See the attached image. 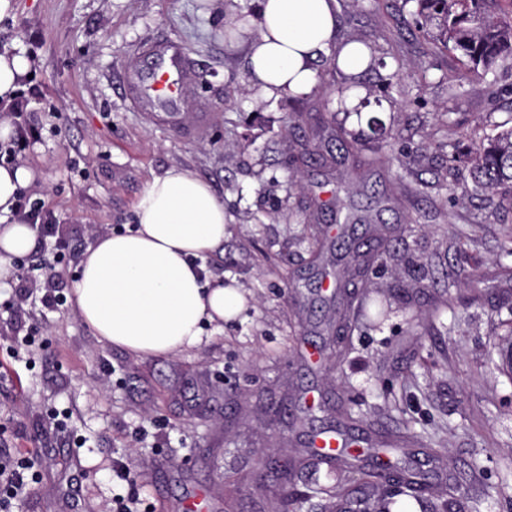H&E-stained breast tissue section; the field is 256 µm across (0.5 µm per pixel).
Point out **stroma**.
Returning a JSON list of instances; mask_svg holds the SVG:
<instances>
[{
    "label": "stroma",
    "mask_w": 512,
    "mask_h": 512,
    "mask_svg": "<svg viewBox=\"0 0 512 512\" xmlns=\"http://www.w3.org/2000/svg\"><path fill=\"white\" fill-rule=\"evenodd\" d=\"M257 0H17L0 20V48L32 62L19 109L38 135L21 161L36 179L25 190L58 226L69 249L54 278L36 273L55 241L15 260L0 289V453L32 458L40 480L10 512H112V466L138 489L134 512H168L186 491L212 512H267L281 485L259 463L305 452L318 433L341 432L366 449H391L394 468H417L434 494L462 490L468 512H512V372L502 365L512 334L501 327L512 294L499 217L480 213L467 169L439 177L441 157L421 134L451 109L454 57L419 84L413 23L378 21L357 0H336V40L368 43L400 58L362 74L380 105L364 108L394 136L411 176L375 168L351 177L336 153L326 96L265 97L254 88L245 47L224 26ZM182 46L201 79L185 109L207 115L203 131L146 119L121 94L126 63L152 42ZM306 113L324 133L320 155L290 179L297 136L285 117ZM457 121L512 125V106L470 85ZM179 166L206 180L224 205L223 245L207 256L213 278L235 282L247 308L198 347L138 356L99 340L74 305L78 261L97 235L132 223L147 181ZM384 222L380 261L350 293L321 290L323 276L349 270L356 219ZM467 255L457 254L459 238ZM58 238V239H59ZM454 301L442 321L431 312ZM299 470L290 489L301 512H336V491L359 468Z\"/></svg>",
    "instance_id": "1"
}]
</instances>
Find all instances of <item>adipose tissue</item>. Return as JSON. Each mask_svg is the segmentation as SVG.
<instances>
[{
    "instance_id": "ef3b65f1",
    "label": "adipose tissue",
    "mask_w": 512,
    "mask_h": 512,
    "mask_svg": "<svg viewBox=\"0 0 512 512\" xmlns=\"http://www.w3.org/2000/svg\"><path fill=\"white\" fill-rule=\"evenodd\" d=\"M261 22L250 39L249 69L262 95L307 94L315 64L336 51L339 66L364 71L355 43L336 41V0H258ZM32 68L0 51V107L9 108ZM33 169L0 165V214H12ZM133 229L98 236L83 254L75 283L76 310L100 341L142 355L175 354L203 341L205 326L223 328L246 306L239 288L210 282L202 259L224 243V205L211 186L179 167L147 182ZM37 229L0 226V281L14 258L36 244Z\"/></svg>"
}]
</instances>
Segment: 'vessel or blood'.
I'll return each instance as SVG.
<instances>
[{
	"instance_id": "1",
	"label": "vessel or blood",
	"mask_w": 512,
	"mask_h": 512,
	"mask_svg": "<svg viewBox=\"0 0 512 512\" xmlns=\"http://www.w3.org/2000/svg\"><path fill=\"white\" fill-rule=\"evenodd\" d=\"M190 85L182 48L165 42L152 46L146 66L128 73L125 89L132 102L154 110L156 118L167 124L180 116Z\"/></svg>"
}]
</instances>
